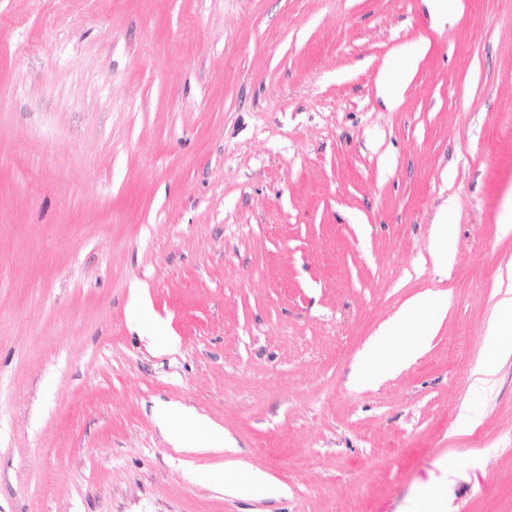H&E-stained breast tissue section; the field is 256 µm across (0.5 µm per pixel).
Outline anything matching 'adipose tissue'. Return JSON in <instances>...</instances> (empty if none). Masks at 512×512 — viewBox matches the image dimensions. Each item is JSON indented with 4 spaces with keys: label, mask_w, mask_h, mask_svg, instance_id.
<instances>
[{
    "label": "adipose tissue",
    "mask_w": 512,
    "mask_h": 512,
    "mask_svg": "<svg viewBox=\"0 0 512 512\" xmlns=\"http://www.w3.org/2000/svg\"><path fill=\"white\" fill-rule=\"evenodd\" d=\"M446 310V301L441 297L419 295L408 300L404 308L367 343L366 363L355 367L354 383L371 387L400 372L413 355L425 348ZM420 314L425 317L423 324L412 327L413 318ZM162 417L174 446L194 453L220 452V445L203 436L195 426V417L181 407L165 408Z\"/></svg>",
    "instance_id": "obj_1"
}]
</instances>
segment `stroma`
Segmentation results:
<instances>
[{
	"instance_id": "35a3bbf8",
	"label": "stroma",
	"mask_w": 512,
	"mask_h": 512,
	"mask_svg": "<svg viewBox=\"0 0 512 512\" xmlns=\"http://www.w3.org/2000/svg\"><path fill=\"white\" fill-rule=\"evenodd\" d=\"M463 3L0 0V512H512V0ZM422 293L427 347L354 384ZM169 404L287 495L214 492ZM446 310V300L441 297L418 295L408 300L404 308L386 322L367 343L364 357L368 358V362L363 367L357 365L354 368V383L371 387L400 372L413 355L425 348ZM420 314H425L426 320L413 329L412 319ZM406 335L413 336V343L409 346H401L395 342L394 336Z\"/></svg>"
}]
</instances>
